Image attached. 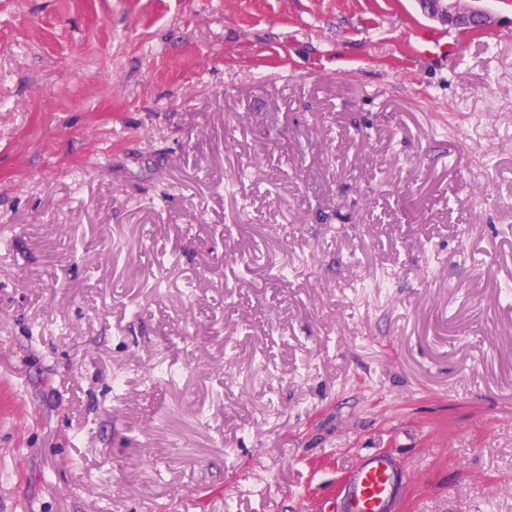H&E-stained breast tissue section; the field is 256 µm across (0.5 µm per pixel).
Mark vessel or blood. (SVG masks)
<instances>
[{"label":"vessel or blood","mask_w":512,"mask_h":512,"mask_svg":"<svg viewBox=\"0 0 512 512\" xmlns=\"http://www.w3.org/2000/svg\"><path fill=\"white\" fill-rule=\"evenodd\" d=\"M397 479L389 456L377 452L367 455L348 487L345 512H387Z\"/></svg>","instance_id":"vessel-or-blood-1"}]
</instances>
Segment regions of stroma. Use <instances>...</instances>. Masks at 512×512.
<instances>
[{
	"label": "stroma",
	"instance_id": "obj_1",
	"mask_svg": "<svg viewBox=\"0 0 512 512\" xmlns=\"http://www.w3.org/2000/svg\"><path fill=\"white\" fill-rule=\"evenodd\" d=\"M482 5L0 0V512H337L372 451L394 512H512ZM421 10L430 18L451 28L484 29L492 23L485 9L464 7L461 0H419Z\"/></svg>",
	"mask_w": 512,
	"mask_h": 512
}]
</instances>
